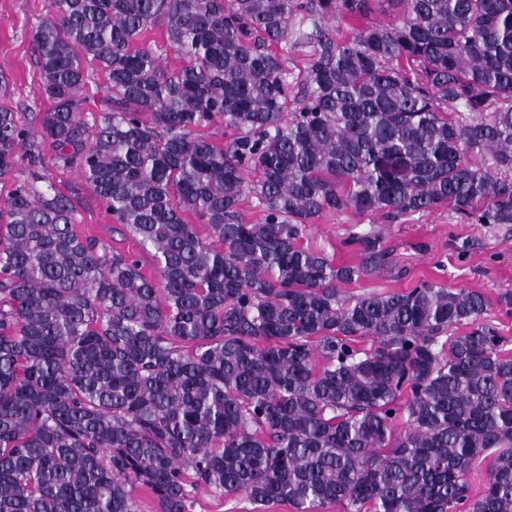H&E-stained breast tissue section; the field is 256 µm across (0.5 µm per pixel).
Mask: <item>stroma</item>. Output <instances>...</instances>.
Instances as JSON below:
<instances>
[{"instance_id":"stroma-1","label":"stroma","mask_w":512,"mask_h":512,"mask_svg":"<svg viewBox=\"0 0 512 512\" xmlns=\"http://www.w3.org/2000/svg\"><path fill=\"white\" fill-rule=\"evenodd\" d=\"M49 9L48 0H0V73L9 89L0 104L17 114L20 124L33 122L47 111L49 101L39 88L29 30ZM53 186L74 201L73 224L82 237L99 240L107 248L133 252L144 272L155 267L151 252L139 249L125 229L114 224L105 206L94 200L80 174L58 161L46 143L33 147ZM373 233L391 251L402 277L380 270L349 285L352 293L394 291L429 280L446 288L465 287L485 294L490 302L489 320L499 335L512 341V229L494 224H467L449 208L414 213L393 224L375 216L350 212L327 214L313 224L303 244L327 254L336 264H357L362 248L352 235Z\"/></svg>"}]
</instances>
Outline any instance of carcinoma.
<instances>
[{
    "instance_id": "cac0c4a2",
    "label": "carcinoma",
    "mask_w": 512,
    "mask_h": 512,
    "mask_svg": "<svg viewBox=\"0 0 512 512\" xmlns=\"http://www.w3.org/2000/svg\"><path fill=\"white\" fill-rule=\"evenodd\" d=\"M303 14L291 80L271 46ZM158 26L177 71L139 44ZM30 36L51 108L24 127L0 105V512H138V488L158 512H188L191 488L512 512V353L485 295L350 294L392 266L378 237H352L358 265L301 244L347 211L512 225V0H49ZM86 58L109 80L92 124ZM38 140L154 274L74 232L39 158L18 166Z\"/></svg>"
}]
</instances>
